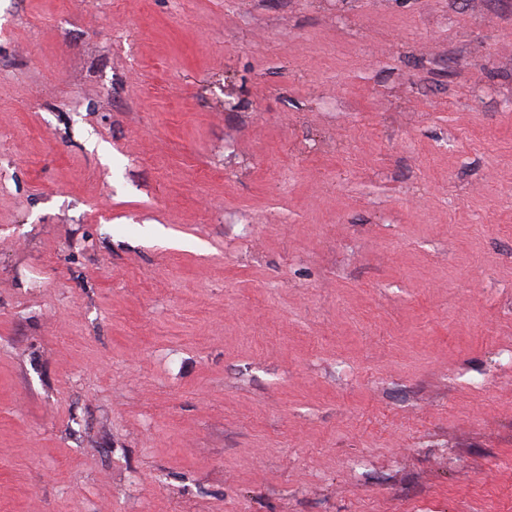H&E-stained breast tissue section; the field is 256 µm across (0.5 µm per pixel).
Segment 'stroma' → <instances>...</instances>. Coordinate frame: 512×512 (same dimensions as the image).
<instances>
[{
	"label": "stroma",
	"mask_w": 512,
	"mask_h": 512,
	"mask_svg": "<svg viewBox=\"0 0 512 512\" xmlns=\"http://www.w3.org/2000/svg\"><path fill=\"white\" fill-rule=\"evenodd\" d=\"M0 512H512V0H0Z\"/></svg>",
	"instance_id": "stroma-1"
}]
</instances>
